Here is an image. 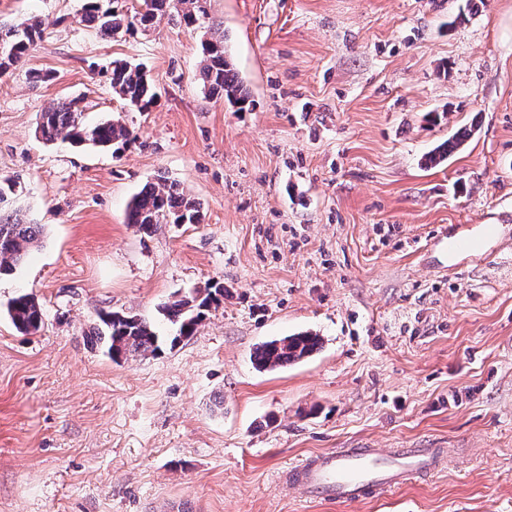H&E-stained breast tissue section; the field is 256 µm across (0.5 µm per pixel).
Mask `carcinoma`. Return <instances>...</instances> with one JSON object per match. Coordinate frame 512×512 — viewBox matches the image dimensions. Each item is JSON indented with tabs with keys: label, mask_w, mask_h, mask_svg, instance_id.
<instances>
[{
	"label": "carcinoma",
	"mask_w": 512,
	"mask_h": 512,
	"mask_svg": "<svg viewBox=\"0 0 512 512\" xmlns=\"http://www.w3.org/2000/svg\"><path fill=\"white\" fill-rule=\"evenodd\" d=\"M206 4L207 0H141L139 8L131 12L126 9L125 0H83L80 21L103 36L146 32L165 16H176L185 28L194 30L208 16ZM42 39V23L36 18L19 25H0V76L21 68ZM199 76L206 94L224 99L239 112L249 106L248 92L225 56L224 39L201 43ZM109 82L113 94L131 110L148 112L157 101L155 85L141 64L112 61ZM37 132L47 141L62 139L76 146L101 149L124 145L134 138L133 131L118 119L86 122L81 99L59 102L43 112ZM470 135L466 128L457 131L428 156L426 164H441ZM22 192L21 182L0 181V204ZM201 220L200 203L186 197L177 184L163 176L146 182L128 207V223L147 236L160 224H198ZM39 239V225L28 223L15 211H0V275L21 265ZM223 301L224 283L208 282L190 295L177 296L162 306L164 317L176 328L173 336L158 335L150 323L136 315L113 311L98 313V323L90 336L104 345L115 361L154 355L163 344L173 348L194 335L206 315ZM7 313L13 325L23 332H37L43 323V309L28 293L15 297ZM320 342L321 338L312 332L268 340L255 348L253 361L259 370H273L310 356Z\"/></svg>",
	"instance_id": "cac0c4a2"
}]
</instances>
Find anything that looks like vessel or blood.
<instances>
[{
  "label": "vessel or blood",
  "mask_w": 512,
  "mask_h": 512,
  "mask_svg": "<svg viewBox=\"0 0 512 512\" xmlns=\"http://www.w3.org/2000/svg\"><path fill=\"white\" fill-rule=\"evenodd\" d=\"M441 460L432 448H338L309 455L287 469L285 480L314 497L356 502L402 486L414 475L436 469Z\"/></svg>",
  "instance_id": "vessel-or-blood-1"
}]
</instances>
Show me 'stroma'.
<instances>
[{
  "mask_svg": "<svg viewBox=\"0 0 512 512\" xmlns=\"http://www.w3.org/2000/svg\"><path fill=\"white\" fill-rule=\"evenodd\" d=\"M81 5L0 0V23L44 29L0 77V180L43 229L0 276V512H512V0H208L195 31L167 17L115 38L77 24ZM214 32L249 111L203 91ZM115 59L145 65L150 111L113 95ZM74 97L135 140L37 139ZM160 175L203 217L147 237L127 206ZM443 224L470 225L482 259L435 243ZM213 279L223 306L175 348L116 363L89 335L102 310L169 334L161 305ZM22 292L34 334L7 314ZM306 330L312 356L255 369L258 344ZM336 448L444 464L351 504L283 481ZM471 130L467 128L457 131L451 138L446 140L440 147L432 152L426 159V164L430 166L440 165L448 159V156L458 150L464 142L470 137ZM13 325L20 331L34 333L43 323V309L31 294L23 293L15 297L7 308Z\"/></svg>",
  "mask_w": 512,
  "mask_h": 512,
  "instance_id": "1",
  "label": "stroma"
}]
</instances>
